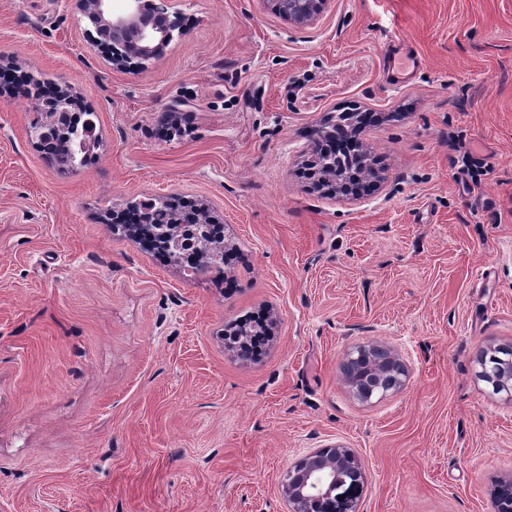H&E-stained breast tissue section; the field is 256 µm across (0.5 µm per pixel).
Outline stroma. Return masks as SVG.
Here are the masks:
<instances>
[{"label":"stroma","instance_id":"35a3bbf8","mask_svg":"<svg viewBox=\"0 0 512 512\" xmlns=\"http://www.w3.org/2000/svg\"><path fill=\"white\" fill-rule=\"evenodd\" d=\"M183 31L116 65L78 0H0V68L97 114L93 160L34 147L0 87V512H287L279 480L343 446L357 512H492L512 400V0H175ZM370 112L379 182L307 175L314 129ZM171 197L224 227L223 274L186 275L110 225ZM266 317L248 357L228 325ZM405 363L358 398L348 351ZM325 2L326 0H277L280 12L298 24L312 22ZM496 360L502 361L497 365L486 366L482 364L481 377L490 383L494 391L497 393L505 392L508 397L512 398V357L507 360Z\"/></svg>","mask_w":512,"mask_h":512}]
</instances>
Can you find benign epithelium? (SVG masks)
<instances>
[{
  "label": "benign epithelium",
  "mask_w": 512,
  "mask_h": 512,
  "mask_svg": "<svg viewBox=\"0 0 512 512\" xmlns=\"http://www.w3.org/2000/svg\"><path fill=\"white\" fill-rule=\"evenodd\" d=\"M326 0H277L278 9L298 24L312 22ZM84 16L97 19L100 40H122L112 46V59L129 62L149 60L180 29V14L172 10V0H79ZM71 99L64 96L56 113L30 130L38 137L52 132L60 114L68 111ZM345 379L366 399L375 390L371 381L386 380V389L401 386L406 369L391 351L376 346H359L344 363ZM481 377L494 391L512 398V358L497 365L482 366ZM348 448H324L296 461L280 482L289 512H356L363 472ZM345 498H339V495Z\"/></svg>",
  "instance_id": "1"
}]
</instances>
